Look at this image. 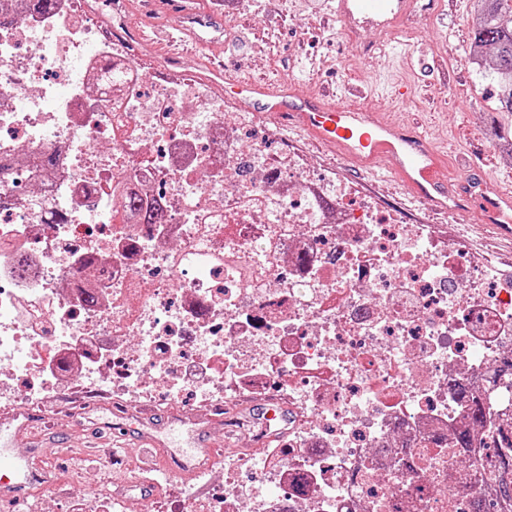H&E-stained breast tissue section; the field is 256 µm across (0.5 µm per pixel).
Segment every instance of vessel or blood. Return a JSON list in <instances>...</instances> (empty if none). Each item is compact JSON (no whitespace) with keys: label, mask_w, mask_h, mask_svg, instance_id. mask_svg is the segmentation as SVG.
<instances>
[{"label":"vessel or blood","mask_w":512,"mask_h":512,"mask_svg":"<svg viewBox=\"0 0 512 512\" xmlns=\"http://www.w3.org/2000/svg\"><path fill=\"white\" fill-rule=\"evenodd\" d=\"M437 0H334L331 12L343 30L373 36L390 31L414 8L432 13ZM148 13H176L181 23L176 37L165 48L176 62L200 52H209L207 79L224 89L228 99L245 108H258L270 120L308 132L320 143L336 150L341 158L368 167L387 165L400 183L434 213H461L465 201L455 194L441 175V154L435 143L409 124L386 117L371 107L358 106L364 98L361 85L349 86L350 101L331 94L305 97L288 85L224 80V18L215 11L198 10L193 0H146ZM480 212L486 225L512 243V191L481 188ZM16 433L42 438L50 428L48 419L28 412L15 413Z\"/></svg>","instance_id":"b4317fda"}]
</instances>
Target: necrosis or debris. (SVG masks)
Wrapping results in <instances>:
<instances>
[{"label": "necrosis or debris", "instance_id": "4bbe7bcc", "mask_svg": "<svg viewBox=\"0 0 512 512\" xmlns=\"http://www.w3.org/2000/svg\"><path fill=\"white\" fill-rule=\"evenodd\" d=\"M0 26V408L261 400L257 447L199 465L165 512H471L494 480L431 447L512 355V277L444 224L270 152L189 76L113 85L123 48L78 0ZM52 58V78L41 63ZM251 150H242V140ZM160 200L112 219V185ZM232 253L234 268L217 264ZM136 348H128V337Z\"/></svg>", "mask_w": 512, "mask_h": 512}]
</instances>
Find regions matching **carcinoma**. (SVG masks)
<instances>
[{
	"mask_svg": "<svg viewBox=\"0 0 512 512\" xmlns=\"http://www.w3.org/2000/svg\"><path fill=\"white\" fill-rule=\"evenodd\" d=\"M477 9L479 16L472 31L474 49L490 50L488 57L480 58L479 74L495 89L496 110L512 113V0H477ZM112 196L115 208L135 212L142 224L153 223L157 201L127 196L121 181L116 182ZM497 374L503 376V382L492 380L481 395L474 396L469 390L461 389L469 400V423L449 436L444 447L463 452L492 447V460H485L479 454L474 457V465L497 469L495 500L512 506V423L503 428L497 426L495 412L504 397L512 396V361L503 364Z\"/></svg>",
	"mask_w": 512,
	"mask_h": 512,
	"instance_id": "1",
	"label": "carcinoma"
}]
</instances>
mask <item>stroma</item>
I'll list each match as a JSON object with an SVG mask.
<instances>
[{"label": "stroma", "mask_w": 512, "mask_h": 512, "mask_svg": "<svg viewBox=\"0 0 512 512\" xmlns=\"http://www.w3.org/2000/svg\"><path fill=\"white\" fill-rule=\"evenodd\" d=\"M330 6L331 0H229L224 6V28L231 39L224 53L227 77L284 83L304 96L369 78L381 90L372 105L383 112L389 109L386 92L409 84L411 93L401 115L440 145L442 174L448 182L465 185L462 161L479 145L487 183L512 189V165L503 161L498 148L499 137L512 136V114L496 111L493 88L477 74L472 0H442L438 13L405 17L394 30L371 41L330 22ZM277 135L278 145L304 152L321 172L338 175L361 192L375 194L385 206L404 210L411 223L449 224L466 244L490 254L499 268L512 271V249L481 224L477 213L431 214L425 206L410 202L392 176L359 173L353 163L309 137L282 129ZM117 428L124 434L121 462L86 461L87 435L100 434L108 443ZM144 432L164 440L179 458L196 447L202 434L180 410L165 405L156 407L148 419L120 418L104 405L74 420L57 418L56 434L64 445L46 450L55 466L43 475L45 512H61L73 487L89 512H96L104 490L120 492L133 481L156 504L172 490H195V481L184 480L178 466L141 470L138 437Z\"/></svg>", "instance_id": "1"}]
</instances>
